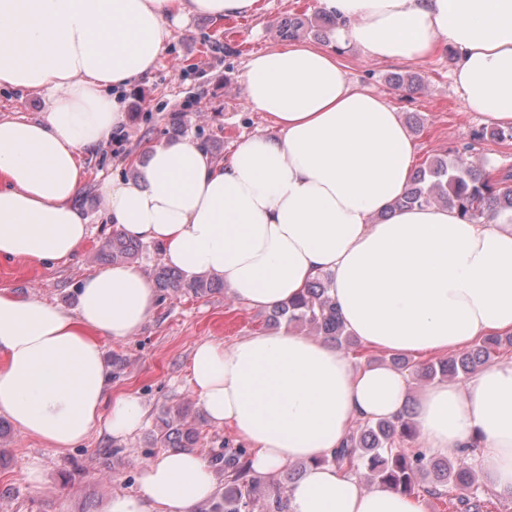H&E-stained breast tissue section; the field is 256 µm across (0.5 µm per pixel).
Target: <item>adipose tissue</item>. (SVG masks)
Listing matches in <instances>:
<instances>
[{"mask_svg": "<svg viewBox=\"0 0 512 512\" xmlns=\"http://www.w3.org/2000/svg\"><path fill=\"white\" fill-rule=\"evenodd\" d=\"M260 0H0V90H38L36 118H0V260L66 262L89 235L75 200L82 154L126 122V89L157 65L173 20L248 15ZM337 40L379 61L420 62L441 42L456 51L466 111L512 126V0H321ZM249 106L276 136L242 141L217 165L192 139L152 148L138 178L100 185L109 223L158 244L192 279L219 276L238 300L272 308L316 276L360 344L420 359L483 336L512 334V224L462 221L456 210L396 209L411 182L413 140L395 108L352 83L334 47L291 43L254 53ZM155 292L135 266L84 278L74 309L0 289V413L64 450L98 428L137 431L141 400L112 395L105 342L136 334ZM191 387L210 422L251 450L268 477L304 460L289 512H426L423 498L365 489L325 463L355 422L411 413L428 455L475 446L479 474L512 497V360L467 383L444 379L410 400V378L382 361L354 363L331 342L288 326L196 345ZM214 492L209 463L169 450L138 493L104 512H193Z\"/></svg>", "mask_w": 512, "mask_h": 512, "instance_id": "obj_1", "label": "adipose tissue"}]
</instances>
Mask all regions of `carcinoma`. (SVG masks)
I'll use <instances>...</instances> for the list:
<instances>
[{"label":"carcinoma","instance_id":"obj_1","mask_svg":"<svg viewBox=\"0 0 512 512\" xmlns=\"http://www.w3.org/2000/svg\"><path fill=\"white\" fill-rule=\"evenodd\" d=\"M509 173L499 181L483 177V168L465 166L448 157H435L421 166L410 186L396 201L400 208L432 205L452 206L470 223L494 219L512 211V188ZM140 244L120 232L112 233L101 253L114 262L136 259ZM157 287L172 290L186 288L196 295H207L224 288L216 275H202L186 282L175 270L161 266L154 274ZM274 325L307 327L316 335L347 351L356 350V341L346 333L336 303L328 292V278L313 280L304 294L273 309ZM503 338L489 336L470 350L446 360L418 364L406 359L394 363L414 373L419 379L461 378L485 365L491 352L502 345ZM410 412L395 420L366 422L352 431L345 443L322 462L338 468L365 471V477L378 485L408 495L425 493L435 498L450 497L455 512H483L477 475L471 468H460L446 458L428 457L417 448H404L415 438ZM157 441L164 448H193L199 433L179 408L174 416L163 420ZM217 472L224 475V496L210 508L199 512H288V497L282 485L252 474L247 449L224 452L212 459Z\"/></svg>","mask_w":512,"mask_h":512}]
</instances>
